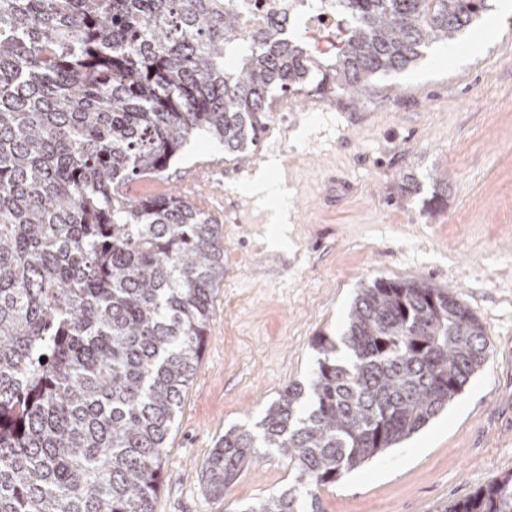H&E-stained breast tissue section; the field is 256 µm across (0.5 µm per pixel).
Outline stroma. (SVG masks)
I'll list each match as a JSON object with an SVG mask.
<instances>
[{"label": "stroma", "instance_id": "stroma-1", "mask_svg": "<svg viewBox=\"0 0 512 512\" xmlns=\"http://www.w3.org/2000/svg\"><path fill=\"white\" fill-rule=\"evenodd\" d=\"M474 23L445 60L429 47L380 76L363 99L321 89L275 95L261 144L236 162L215 139L192 140L164 179L221 228L224 280L204 350L168 441L155 512H244L292 482L286 458L261 448L222 496L202 467L224 432L260 420L290 383L306 382L313 339L339 335L358 288L376 277L451 289L478 316L487 359L447 408L410 438L318 491L322 512H442L512 472V17L478 52ZM277 162L284 249L271 248L270 205L250 197ZM445 179L443 208L402 193Z\"/></svg>", "mask_w": 512, "mask_h": 512}]
</instances>
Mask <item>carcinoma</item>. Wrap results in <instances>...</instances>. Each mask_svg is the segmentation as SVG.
<instances>
[{"instance_id":"obj_1","label":"carcinoma","mask_w":512,"mask_h":512,"mask_svg":"<svg viewBox=\"0 0 512 512\" xmlns=\"http://www.w3.org/2000/svg\"><path fill=\"white\" fill-rule=\"evenodd\" d=\"M335 2L324 59L284 22L241 35L226 0H0V512H154L224 249L179 196L123 188L200 133L245 159L273 91L317 70L360 95L490 8ZM314 345L308 383L211 449V495L272 448L293 485L245 512H320L317 488L419 431L487 358L469 307L414 279L363 284L342 337ZM441 512H512V472Z\"/></svg>"}]
</instances>
